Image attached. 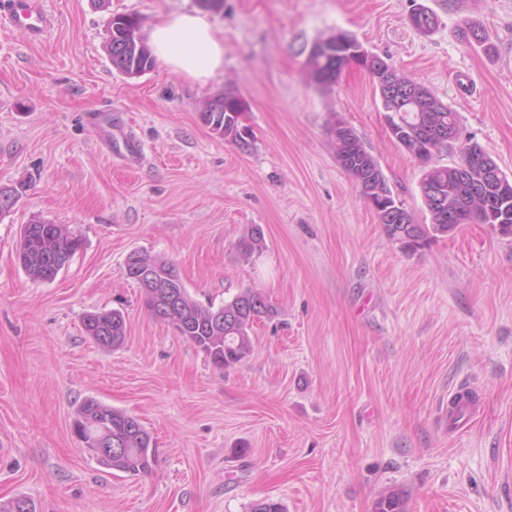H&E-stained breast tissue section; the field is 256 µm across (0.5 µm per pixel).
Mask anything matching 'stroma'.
Returning a JSON list of instances; mask_svg holds the SVG:
<instances>
[{
    "label": "stroma",
    "mask_w": 512,
    "mask_h": 512,
    "mask_svg": "<svg viewBox=\"0 0 512 512\" xmlns=\"http://www.w3.org/2000/svg\"><path fill=\"white\" fill-rule=\"evenodd\" d=\"M42 40L0 27V186L28 187L0 218V504L37 512H512V239L463 224L418 251L390 239L330 135L346 122L393 196L429 221L422 168L391 137L371 76L308 75L339 31L429 87L512 175V0H223L207 10L224 68L201 84L157 66L137 78L107 52L113 15L141 28L199 0H43ZM438 18L423 35L418 6ZM487 46L459 36L464 21ZM227 93L246 104L249 149L201 124ZM69 226L83 246L55 280H32L22 225ZM260 253L238 240L253 226ZM176 263L191 296L241 289L276 308L251 353L224 370L151 316L126 276L135 251ZM121 310L126 338L99 348L85 315ZM469 384L477 415L448 425ZM94 398L137 417L151 473L99 465L71 431Z\"/></svg>",
    "instance_id": "stroma-1"
}]
</instances>
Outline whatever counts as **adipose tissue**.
<instances>
[{"mask_svg": "<svg viewBox=\"0 0 512 512\" xmlns=\"http://www.w3.org/2000/svg\"><path fill=\"white\" fill-rule=\"evenodd\" d=\"M146 38L161 65L188 79L204 83L224 67V38L198 12L166 15Z\"/></svg>", "mask_w": 512, "mask_h": 512, "instance_id": "ef3b65f1", "label": "adipose tissue"}]
</instances>
